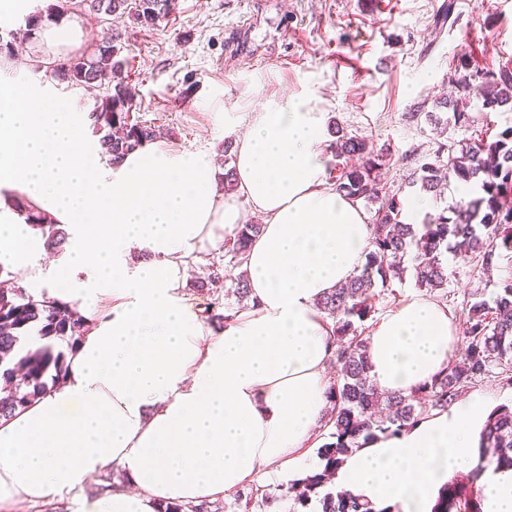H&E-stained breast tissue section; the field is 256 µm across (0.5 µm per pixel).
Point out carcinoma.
<instances>
[{
    "mask_svg": "<svg viewBox=\"0 0 512 512\" xmlns=\"http://www.w3.org/2000/svg\"><path fill=\"white\" fill-rule=\"evenodd\" d=\"M108 17L128 14L144 27H153L175 9L176 0H97ZM43 18L37 10L24 17V25L0 36V57L13 55L17 41L32 37ZM75 65L67 82L90 86L106 84L103 94L90 111L94 132L100 135L102 155L112 163L157 139V131L134 118V94L122 72L125 59L119 53L97 44L90 52L73 56ZM479 72L471 69L466 56L458 58L449 81L458 97L436 101L434 105L451 109L443 117L425 110L421 102L405 113L410 121L425 120L442 128L468 131L474 117L467 112L470 99L478 95L483 107L495 110L512 107V66H504L477 81ZM334 160L356 157L359 163L346 166L335 181L336 191L367 204L378 205L372 224V238L366 262L349 280L321 299V309L334 322L336 336V377L328 391L331 410L325 427L329 442L320 448L323 469L286 486L249 487L234 494V506L241 512H269L280 498L294 495L293 512H376L348 492L326 490L336 468L345 456L365 440L379 434L398 436L415 427L431 410L446 411L461 389L492 372L496 366H512V277L497 284L492 303L478 301L466 310V329L459 358L432 381L410 393L382 394L370 379L369 344L364 336L365 322L375 312L377 285L402 279L406 271L420 288L447 287L444 256H468L490 268L502 253H512V126L498 132L492 140L480 137H452L437 144L436 162L406 154L405 185L420 186L435 192L443 185L456 183L474 186L479 195L460 198L449 209L428 215L421 224L402 220L400 192L382 191L378 174L391 160L390 150L376 148L363 138L349 136L338 123L330 125ZM447 160H442V157ZM13 205L25 223L39 230L48 249L61 251L68 233L47 214L19 196ZM258 224H244L224 244L225 254L236 266ZM85 321L73 303L44 297L37 299L20 287L0 288V380L9 395L0 400V418L10 417L36 399L45 396L59 383L67 370V359L83 335ZM512 469V407L492 409L480 433V466L451 478L439 493L433 512H482V496L477 485L483 466ZM156 512H212L207 502L199 504L160 503Z\"/></svg>",
    "mask_w": 512,
    "mask_h": 512,
    "instance_id": "1",
    "label": "carcinoma"
}]
</instances>
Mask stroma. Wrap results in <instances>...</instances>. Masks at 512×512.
Returning a JSON list of instances; mask_svg holds the SVG:
<instances>
[{"instance_id":"35a3bbf8","label":"stroma","mask_w":512,"mask_h":512,"mask_svg":"<svg viewBox=\"0 0 512 512\" xmlns=\"http://www.w3.org/2000/svg\"><path fill=\"white\" fill-rule=\"evenodd\" d=\"M444 0H177L156 26L130 16L96 23L86 10L70 16L84 45L112 35L125 58L128 82L138 93L136 114L161 132V145L223 156L225 115H247L257 103L307 98L349 135L389 149L385 190H401L402 155L433 158L440 136L427 123L407 121L416 103L448 94V72L458 57L472 67L512 65V0H453L456 21L434 35ZM195 280L218 277L212 300L225 298L239 274L223 252L202 254ZM512 275V254L494 271L469 258L448 260L446 291L417 287L412 277L391 281L375 318L408 300H445L457 322L470 304L491 299L499 280Z\"/></svg>"}]
</instances>
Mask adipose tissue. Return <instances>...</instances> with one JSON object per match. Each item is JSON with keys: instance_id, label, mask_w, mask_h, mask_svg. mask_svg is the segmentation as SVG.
I'll use <instances>...</instances> for the list:
<instances>
[{"instance_id": "adipose-tissue-1", "label": "adipose tissue", "mask_w": 512, "mask_h": 512, "mask_svg": "<svg viewBox=\"0 0 512 512\" xmlns=\"http://www.w3.org/2000/svg\"><path fill=\"white\" fill-rule=\"evenodd\" d=\"M34 41L61 57L83 31L54 17ZM90 128L69 98L0 60V264L28 270L35 296L76 303L88 325L65 379L0 419V512L64 498L111 465L127 489L83 497L78 512L212 502L260 471L302 467L329 406L334 323L317 302L361 269L370 241L365 210L327 178L324 113L286 98L232 125L230 195L216 187L214 154L150 143L113 166ZM15 194L68 230L47 274ZM257 218L243 263L250 304L211 329L186 292L192 266ZM368 341L374 383L406 394L447 365L457 330L445 305L415 298ZM487 414L475 394L368 441L332 488L380 512H432L449 477L478 465ZM479 487L483 512H512V470L486 469Z\"/></svg>"}]
</instances>
